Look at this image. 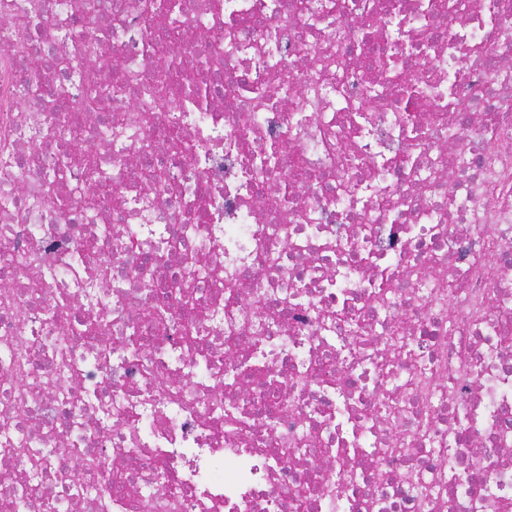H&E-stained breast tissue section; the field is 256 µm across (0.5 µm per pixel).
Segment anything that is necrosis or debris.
Wrapping results in <instances>:
<instances>
[{
    "mask_svg": "<svg viewBox=\"0 0 512 512\" xmlns=\"http://www.w3.org/2000/svg\"><path fill=\"white\" fill-rule=\"evenodd\" d=\"M156 2L0 0V512H512V0Z\"/></svg>",
    "mask_w": 512,
    "mask_h": 512,
    "instance_id": "1",
    "label": "necrosis or debris"
}]
</instances>
